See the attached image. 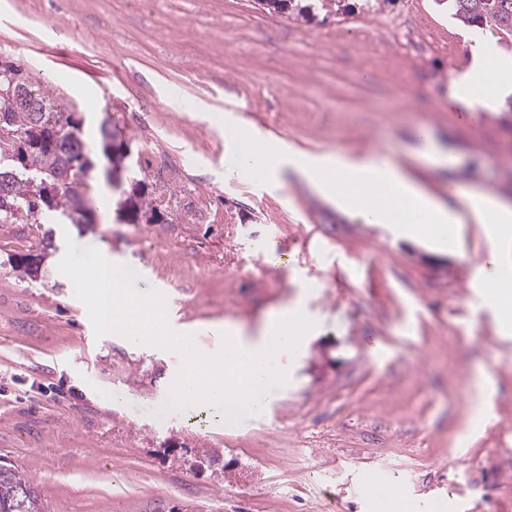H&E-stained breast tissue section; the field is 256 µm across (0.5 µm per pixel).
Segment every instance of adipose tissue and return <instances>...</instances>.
<instances>
[{
    "label": "adipose tissue",
    "mask_w": 512,
    "mask_h": 512,
    "mask_svg": "<svg viewBox=\"0 0 512 512\" xmlns=\"http://www.w3.org/2000/svg\"><path fill=\"white\" fill-rule=\"evenodd\" d=\"M472 63L450 83V95L470 109L494 107L512 92V59L499 55L485 39L471 48ZM234 152L228 173L263 166L268 180L285 171L311 184L320 194L348 206L363 223L392 224L410 236H427L442 247L453 246L460 224L473 217L484 224L501 250L486 279L483 299L495 307L512 295V203L484 192L448 186L441 200L414 181L406 170L382 154L348 158L337 151L310 155L276 141L251 136L245 123L232 124Z\"/></svg>",
    "instance_id": "ef3b65f1"
}]
</instances>
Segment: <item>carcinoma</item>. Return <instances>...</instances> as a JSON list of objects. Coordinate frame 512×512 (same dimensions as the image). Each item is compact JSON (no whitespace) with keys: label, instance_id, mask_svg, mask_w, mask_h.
<instances>
[{"label":"carcinoma","instance_id":"carcinoma-1","mask_svg":"<svg viewBox=\"0 0 512 512\" xmlns=\"http://www.w3.org/2000/svg\"><path fill=\"white\" fill-rule=\"evenodd\" d=\"M270 14L298 20L305 17L311 6L298 7L296 0H257ZM448 3L451 16L463 27L490 30L512 37V0H439ZM16 79L22 91L35 99L39 108L17 107L0 96V182L9 180L8 188L0 192V224H82L84 215L78 207L83 191L92 190L98 177L92 163L103 157L104 147L112 137L108 122H100L95 134L87 133L83 125H72L69 117L56 111L60 106L54 91L34 85L29 74L10 60L0 59V89L6 87L5 77ZM50 128L69 147L55 152L31 147V132ZM30 148L22 153L23 163L13 164L6 154ZM71 172V179L59 185L45 198L36 193L32 182L48 178L47 170ZM121 188L112 192L118 204V214L130 216L153 213L161 198L146 196L142 181L136 179L134 165L126 162L119 167ZM0 512H42L41 499L29 478L13 465L0 464Z\"/></svg>","mask_w":512,"mask_h":512}]
</instances>
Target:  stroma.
Listing matches in <instances>:
<instances>
[{"label":"stroma","mask_w":512,"mask_h":512,"mask_svg":"<svg viewBox=\"0 0 512 512\" xmlns=\"http://www.w3.org/2000/svg\"><path fill=\"white\" fill-rule=\"evenodd\" d=\"M403 14L399 43L384 21ZM466 37L437 0H344L340 14L316 2L299 21L255 0H0V53L85 128L112 113L163 199L136 224L111 207L88 226L0 224V460L44 512H383L376 485L441 512H512V337L463 293V263L493 250L482 225L467 220L459 250L437 254L293 172L227 173L235 118L310 154L381 152L438 196L456 182L512 202V115L441 104L470 63ZM442 150L453 168H438ZM70 241L149 267L170 327L206 355L224 324L258 335L304 297L317 327L288 359L292 381L236 424L206 409L157 418L182 358L95 336L58 270ZM31 245L34 280L14 269ZM482 365L494 385L481 396Z\"/></svg>","instance_id":"stroma-1"}]
</instances>
